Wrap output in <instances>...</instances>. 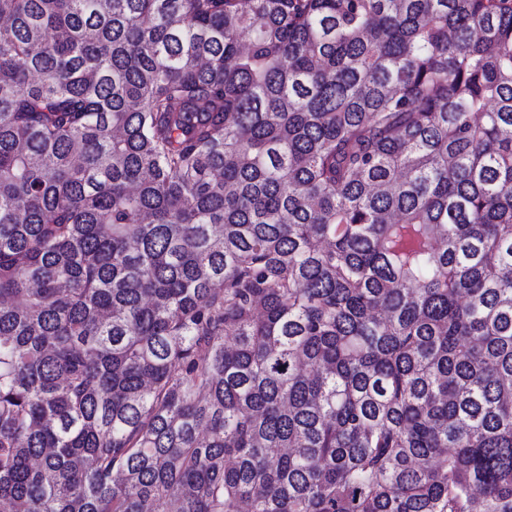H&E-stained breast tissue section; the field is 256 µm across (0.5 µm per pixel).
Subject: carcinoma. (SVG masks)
Instances as JSON below:
<instances>
[{
	"label": "carcinoma",
	"mask_w": 512,
	"mask_h": 512,
	"mask_svg": "<svg viewBox=\"0 0 512 512\" xmlns=\"http://www.w3.org/2000/svg\"><path fill=\"white\" fill-rule=\"evenodd\" d=\"M512 512V0H0V512Z\"/></svg>",
	"instance_id": "1"
}]
</instances>
